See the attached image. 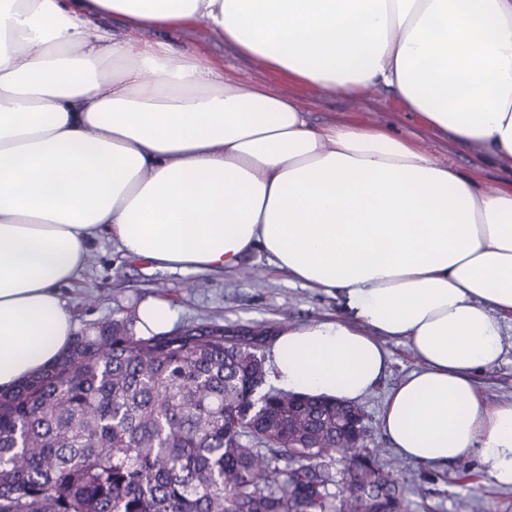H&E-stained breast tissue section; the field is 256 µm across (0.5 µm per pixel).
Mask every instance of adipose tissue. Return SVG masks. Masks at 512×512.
Masks as SVG:
<instances>
[{
    "label": "adipose tissue",
    "instance_id": "1",
    "mask_svg": "<svg viewBox=\"0 0 512 512\" xmlns=\"http://www.w3.org/2000/svg\"><path fill=\"white\" fill-rule=\"evenodd\" d=\"M191 21L332 96L392 92L512 174V0H0V390L68 350L61 287L100 232L171 270L233 271L259 250L340 308L274 337L278 386L352 404L405 345L417 365L381 412L396 453L474 458L512 488V399L475 381L512 323V191L416 134L311 123L289 96L136 36Z\"/></svg>",
    "mask_w": 512,
    "mask_h": 512
}]
</instances>
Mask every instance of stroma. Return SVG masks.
Listing matches in <instances>:
<instances>
[{
	"instance_id": "obj_1",
	"label": "stroma",
	"mask_w": 512,
	"mask_h": 512,
	"mask_svg": "<svg viewBox=\"0 0 512 512\" xmlns=\"http://www.w3.org/2000/svg\"><path fill=\"white\" fill-rule=\"evenodd\" d=\"M173 44L197 55L202 62L220 63L238 80L263 83L296 99L314 122L337 118L350 123L379 122L404 133L420 135L436 158L469 169L472 157L430 133L422 121L383 91L362 103L330 96L313 85L300 84L287 74L243 57L204 24L185 26L172 35ZM78 330H91L137 309L149 297L170 300L173 328L216 324L229 330L276 329L336 314L334 299L288 277L270 272L265 254L254 252L235 272L192 273L157 269L127 259L102 235L90 246L87 269L79 282L63 287ZM497 365L476 375L478 387L490 398L512 397V335ZM394 362L375 390L359 406L364 413L368 448L400 478L411 512H512V490L494 485L480 471L477 459L443 466H426L401 459L380 425V411L388 391L416 364L408 348H392Z\"/></svg>"
}]
</instances>
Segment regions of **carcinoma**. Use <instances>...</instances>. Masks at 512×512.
<instances>
[{"instance_id":"cac0c4a2","label":"carcinoma","mask_w":512,"mask_h":512,"mask_svg":"<svg viewBox=\"0 0 512 512\" xmlns=\"http://www.w3.org/2000/svg\"><path fill=\"white\" fill-rule=\"evenodd\" d=\"M137 322L73 336L0 392V512H360L361 485L410 512L378 458L332 473L336 404L261 392L263 331L227 347L219 325L142 336ZM287 421L317 447H289Z\"/></svg>"}]
</instances>
